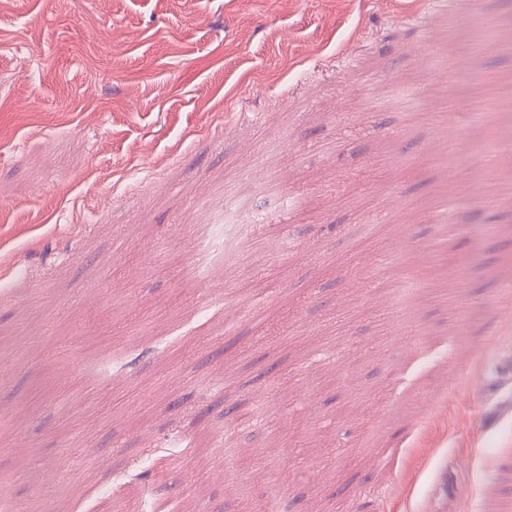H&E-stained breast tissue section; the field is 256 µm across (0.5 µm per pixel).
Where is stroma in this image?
<instances>
[{
  "label": "stroma",
  "instance_id": "35a3bbf8",
  "mask_svg": "<svg viewBox=\"0 0 512 512\" xmlns=\"http://www.w3.org/2000/svg\"><path fill=\"white\" fill-rule=\"evenodd\" d=\"M482 13L512 31V0H0L1 498L146 502L168 449L178 512H512V413L474 387L512 347V150L477 149L512 55L430 41ZM476 188L502 203L437 223ZM198 224L237 228L221 287ZM272 378L225 481L187 437ZM237 249V242L223 244L219 247L195 249L188 257L190 265L195 268H215L224 266V256Z\"/></svg>",
  "mask_w": 512,
  "mask_h": 512
}]
</instances>
